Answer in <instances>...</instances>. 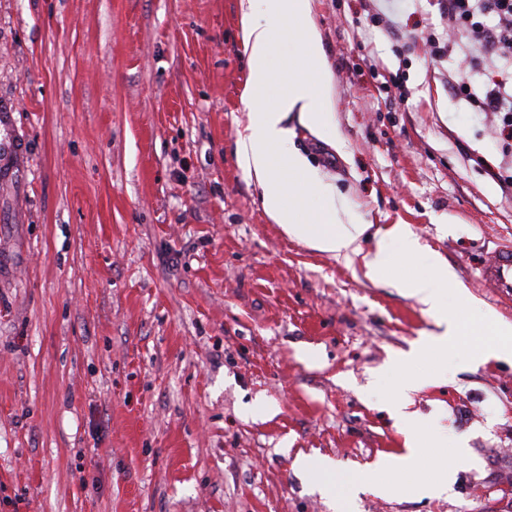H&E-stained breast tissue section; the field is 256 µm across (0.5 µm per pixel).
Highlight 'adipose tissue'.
I'll return each instance as SVG.
<instances>
[{"instance_id": "ef3b65f1", "label": "adipose tissue", "mask_w": 512, "mask_h": 512, "mask_svg": "<svg viewBox=\"0 0 512 512\" xmlns=\"http://www.w3.org/2000/svg\"><path fill=\"white\" fill-rule=\"evenodd\" d=\"M238 14L248 56L242 100L249 109L235 141L239 167L259 191L264 212L289 238L322 253L359 252L368 224L338 221L335 195L308 158L289 144L291 116L321 138H333L336 130L331 71L313 0H238ZM307 192L320 196L317 209L307 208ZM401 288L422 305L436 327L412 348L410 358L473 335V328L443 306L428 280H405Z\"/></svg>"}]
</instances>
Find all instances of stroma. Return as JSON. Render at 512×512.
Masks as SVG:
<instances>
[{"instance_id": "1", "label": "stroma", "mask_w": 512, "mask_h": 512, "mask_svg": "<svg viewBox=\"0 0 512 512\" xmlns=\"http://www.w3.org/2000/svg\"><path fill=\"white\" fill-rule=\"evenodd\" d=\"M314 17L336 142L288 125L341 222H371L380 282L287 238L238 166L237 0H0L23 156L0 174V512H335L301 458L333 464L352 512H512V363H472L468 337L401 361L433 324L397 287L424 278L475 326L512 323L475 280L512 243V153L449 93L457 53L430 62L429 0H315ZM412 430L415 470H377ZM461 442L478 468L419 494Z\"/></svg>"}]
</instances>
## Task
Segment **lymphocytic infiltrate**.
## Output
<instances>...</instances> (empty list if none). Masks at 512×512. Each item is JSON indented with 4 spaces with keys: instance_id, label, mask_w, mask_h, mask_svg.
Returning a JSON list of instances; mask_svg holds the SVG:
<instances>
[{
    "instance_id": "1",
    "label": "lymphocytic infiltrate",
    "mask_w": 512,
    "mask_h": 512,
    "mask_svg": "<svg viewBox=\"0 0 512 512\" xmlns=\"http://www.w3.org/2000/svg\"><path fill=\"white\" fill-rule=\"evenodd\" d=\"M444 21L442 29L431 30L426 42L430 58L444 59L454 35H462L481 49V56L464 57V70L449 76L448 88L471 111L490 115L505 140H512V0H435ZM487 62L492 71L480 83L466 73Z\"/></svg>"
}]
</instances>
